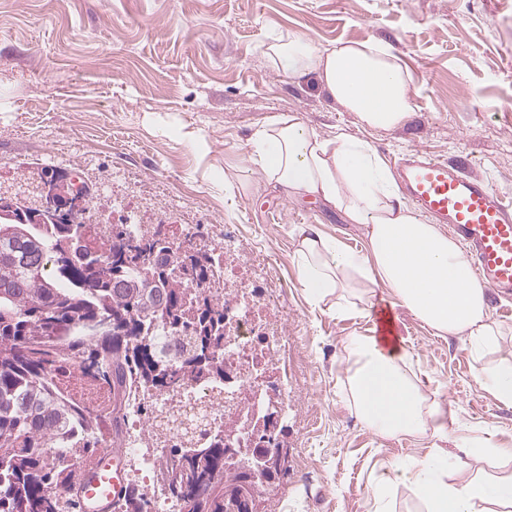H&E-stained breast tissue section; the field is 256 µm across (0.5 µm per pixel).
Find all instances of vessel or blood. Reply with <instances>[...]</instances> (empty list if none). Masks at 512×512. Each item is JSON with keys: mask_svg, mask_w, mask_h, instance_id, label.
I'll use <instances>...</instances> for the list:
<instances>
[{"mask_svg": "<svg viewBox=\"0 0 512 512\" xmlns=\"http://www.w3.org/2000/svg\"><path fill=\"white\" fill-rule=\"evenodd\" d=\"M399 187L434 223L447 225L465 246L479 279L498 297L512 296V206L465 161L449 163L419 149L399 163ZM127 482L123 451L97 457L77 494L79 512H111Z\"/></svg>", "mask_w": 512, "mask_h": 512, "instance_id": "obj_1", "label": "vessel or blood"}]
</instances>
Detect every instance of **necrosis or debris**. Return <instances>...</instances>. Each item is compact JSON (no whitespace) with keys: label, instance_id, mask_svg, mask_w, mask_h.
Masks as SVG:
<instances>
[{"label":"necrosis or debris","instance_id":"4bbe7bcc","mask_svg":"<svg viewBox=\"0 0 512 512\" xmlns=\"http://www.w3.org/2000/svg\"><path fill=\"white\" fill-rule=\"evenodd\" d=\"M174 245L206 254L213 273L199 292L224 305V352L210 373L178 393L148 389L131 400L124 449L150 512H179L167 488L166 463L174 448H205L222 435L228 447L256 446L264 421L287 426V320L279 311L263 266L247 259L235 225L215 236L204 224H170ZM59 385L85 413L102 416L112 408V393L98 374L72 361L57 364Z\"/></svg>","mask_w":512,"mask_h":512}]
</instances>
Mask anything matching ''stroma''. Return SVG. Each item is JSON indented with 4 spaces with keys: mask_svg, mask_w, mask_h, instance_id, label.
<instances>
[{
    "mask_svg": "<svg viewBox=\"0 0 512 512\" xmlns=\"http://www.w3.org/2000/svg\"><path fill=\"white\" fill-rule=\"evenodd\" d=\"M321 44L390 45L410 79L413 110L390 132L361 127L314 81L271 69L274 34ZM294 116L320 135L368 141L387 164L413 149L465 157L512 203V0H0V178L44 166L74 172L94 191L99 220L125 221V200L147 224L237 225L247 254L283 287L292 335L286 478L268 512H375L381 476L434 443L384 437L357 416L346 388L345 341L369 333L387 289L365 315L309 302L295 266L300 227L360 252V225L321 202L224 183L254 131ZM409 370L447 415L448 477H512V460L474 463L461 449L482 438L512 445V408L472 379L468 347L396 311Z\"/></svg>",
    "mask_w": 512,
    "mask_h": 512,
    "instance_id": "obj_1",
    "label": "stroma"
}]
</instances>
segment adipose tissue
<instances>
[{"instance_id": "ef3b65f1", "label": "adipose tissue", "mask_w": 512, "mask_h": 512, "mask_svg": "<svg viewBox=\"0 0 512 512\" xmlns=\"http://www.w3.org/2000/svg\"><path fill=\"white\" fill-rule=\"evenodd\" d=\"M265 54L288 79L316 78L364 128L396 129L412 108L409 77L385 45L339 40L324 46L288 31L275 36ZM251 169L289 198L323 201L364 229L361 253L316 229L299 232L295 263L310 302H328L337 314L357 315L363 294L387 289L393 306L411 312L435 335L467 344L475 383L512 407V355L489 357L499 328L463 247L407 204L393 171L368 142L342 131L325 138L295 117L281 116L255 132L247 158L230 162L224 181L248 187L245 173ZM346 351L348 391L367 426L385 436L447 439L445 412L407 371L409 353L402 343L377 333L355 335ZM395 479L424 512L512 506V478L449 480L448 455L441 450L400 466Z\"/></svg>"}]
</instances>
